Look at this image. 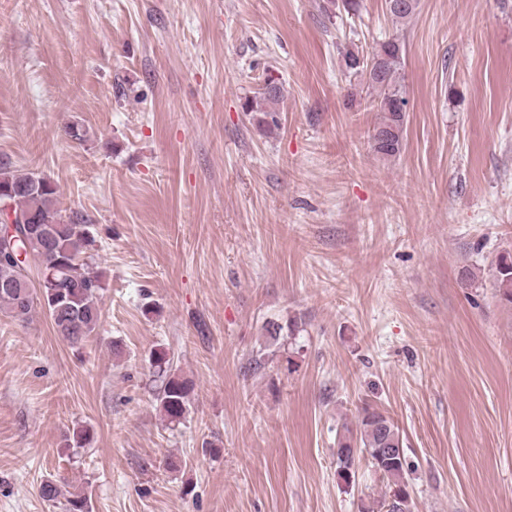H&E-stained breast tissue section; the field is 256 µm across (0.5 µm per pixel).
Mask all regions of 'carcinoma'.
Segmentation results:
<instances>
[{
	"label": "carcinoma",
	"instance_id": "cac0c4a2",
	"mask_svg": "<svg viewBox=\"0 0 512 512\" xmlns=\"http://www.w3.org/2000/svg\"><path fill=\"white\" fill-rule=\"evenodd\" d=\"M347 13L358 12L360 0H324L322 10L332 17L336 7ZM418 0L401 8L387 0L390 16L405 22L417 9ZM404 45L398 38H391L370 54L347 52L344 57L346 70L365 80L374 92L373 106L380 112V122L372 134L374 151L384 157H394L403 148L406 123V105L402 86ZM283 85L278 77L268 72L258 95L248 98L243 109L253 114L261 127L278 126L276 105L282 97ZM0 189H10L8 207L14 213H32L39 223L52 226L53 233H40L27 241L11 242L6 233L0 234V282L17 274L16 250L25 249V271L31 291L21 299L16 294L0 289V310L12 318L24 321L34 310V304L50 299L55 293L65 295L58 313L48 312L56 335L72 348L82 346L94 335L101 317V298L106 288L103 276L90 269L88 247L95 243L90 225L84 215L75 212L63 216L56 207L57 185L49 178L35 173H18L8 160L0 158ZM491 276L499 300L512 305V255H500L491 265ZM152 366L160 380L156 394L160 412L170 424H180L186 419L192 391L191 382L173 368V361L165 350L151 354ZM87 429L78 427L65 435V448H82L88 442ZM359 444L372 466L386 478L390 501L378 506L385 512H410V495L406 492L410 466L406 461L399 428L384 413L366 408L358 415L356 432H347L338 440L336 452L340 475L349 478L348 469L354 456L348 454L353 444ZM382 448H393L395 454L387 458L380 454ZM69 482L62 475L44 479L38 487L39 496L56 503L64 500V512H92L90 498L84 491L63 492Z\"/></svg>",
	"mask_w": 512,
	"mask_h": 512
}]
</instances>
